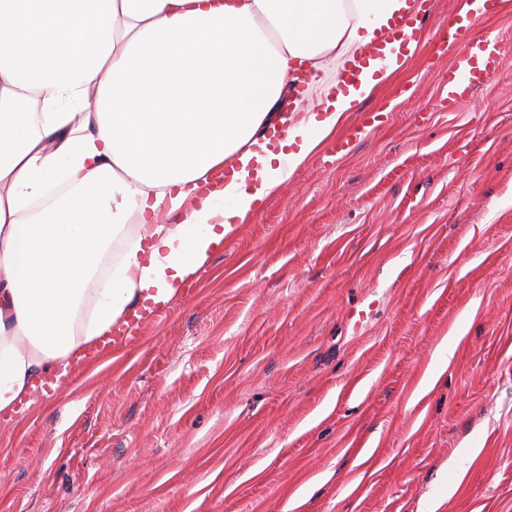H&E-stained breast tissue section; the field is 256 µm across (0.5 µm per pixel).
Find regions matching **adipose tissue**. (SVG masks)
<instances>
[{
    "instance_id": "ef3b65f1",
    "label": "adipose tissue",
    "mask_w": 512,
    "mask_h": 512,
    "mask_svg": "<svg viewBox=\"0 0 512 512\" xmlns=\"http://www.w3.org/2000/svg\"><path fill=\"white\" fill-rule=\"evenodd\" d=\"M415 5L0 0V414L130 308L177 298L400 69L340 84ZM304 80L314 100L268 136L285 89ZM226 168L231 179L199 197ZM122 234L110 276L95 280ZM383 48L384 45H373L367 52L356 57L354 61L347 63L346 68L341 72L342 80L347 84L354 82L369 58L385 60Z\"/></svg>"
}]
</instances>
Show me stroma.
Segmentation results:
<instances>
[{"label": "stroma", "instance_id": "35a3bbf8", "mask_svg": "<svg viewBox=\"0 0 512 512\" xmlns=\"http://www.w3.org/2000/svg\"><path fill=\"white\" fill-rule=\"evenodd\" d=\"M476 29L504 51L472 99L426 40L348 115L385 109L363 143L0 418V512H512V0Z\"/></svg>", "mask_w": 512, "mask_h": 512}]
</instances>
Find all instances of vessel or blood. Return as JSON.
I'll use <instances>...</instances> for the list:
<instances>
[{
  "mask_svg": "<svg viewBox=\"0 0 512 512\" xmlns=\"http://www.w3.org/2000/svg\"><path fill=\"white\" fill-rule=\"evenodd\" d=\"M476 13L457 15L440 25L435 32V59H448L446 76V100L455 106L469 101L478 89L485 86L497 73L502 55L500 41L492 36H478L474 33L477 16H493L499 7L500 0H476ZM424 19L415 15H401L390 22L388 39L392 42L407 44L410 40L426 35ZM381 46H371L367 54L358 56L347 63L341 73L345 83H352L360 73L368 59L383 58ZM381 113H362L360 120L348 132L337 138L330 146L327 156L329 160L351 152L360 142L378 126Z\"/></svg>",
  "mask_w": 512,
  "mask_h": 512,
  "instance_id": "vessel-or-blood-1",
  "label": "vessel or blood"
}]
</instances>
